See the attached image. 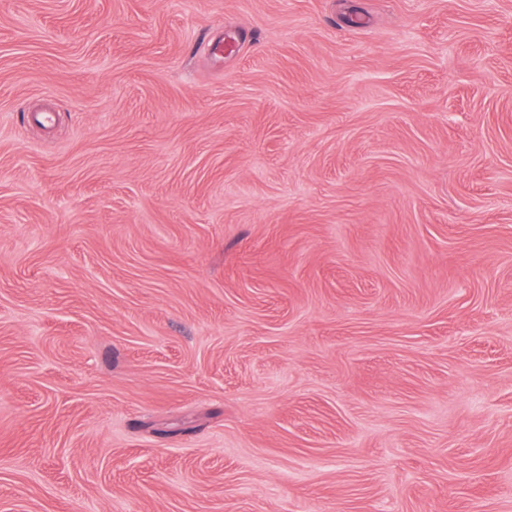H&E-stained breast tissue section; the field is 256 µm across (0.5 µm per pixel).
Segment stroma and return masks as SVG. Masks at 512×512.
I'll return each instance as SVG.
<instances>
[{"mask_svg": "<svg viewBox=\"0 0 512 512\" xmlns=\"http://www.w3.org/2000/svg\"><path fill=\"white\" fill-rule=\"evenodd\" d=\"M0 512H512V0H0Z\"/></svg>", "mask_w": 512, "mask_h": 512, "instance_id": "35a3bbf8", "label": "stroma"}]
</instances>
